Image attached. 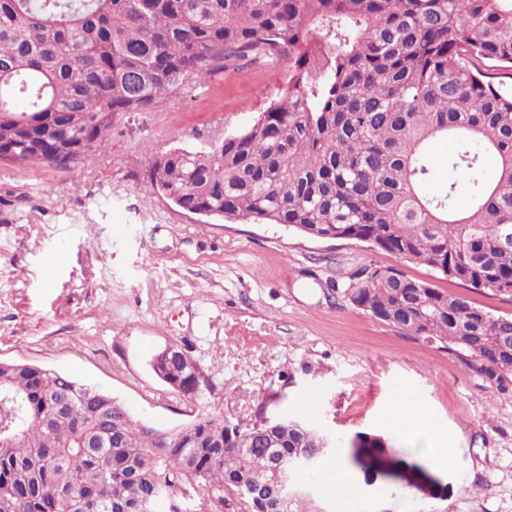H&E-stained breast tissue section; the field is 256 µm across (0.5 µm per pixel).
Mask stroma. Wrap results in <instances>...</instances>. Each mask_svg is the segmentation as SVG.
<instances>
[{
  "label": "stroma",
  "mask_w": 512,
  "mask_h": 512,
  "mask_svg": "<svg viewBox=\"0 0 512 512\" xmlns=\"http://www.w3.org/2000/svg\"><path fill=\"white\" fill-rule=\"evenodd\" d=\"M278 95L251 65L183 89L164 107L126 112L106 147L57 169L0 165V361L37 365L108 391L145 423L172 428L211 415L240 427L297 414L343 440L320 469L294 477L321 512L342 503L324 482L333 463L358 485L355 512H512V390L491 391L462 357L402 333L336 293L363 265L393 255L356 240H317L274 224L192 214L140 181L159 153L244 129ZM431 147L428 192L457 182ZM403 272L496 315L512 299ZM181 348L208 378L186 395L153 371ZM420 398L453 464L424 489L352 466L358 433L399 444L393 407Z\"/></svg>",
  "instance_id": "35a3bbf8"
}]
</instances>
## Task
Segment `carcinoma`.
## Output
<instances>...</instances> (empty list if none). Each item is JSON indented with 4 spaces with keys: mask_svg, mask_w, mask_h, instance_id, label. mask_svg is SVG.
Instances as JSON below:
<instances>
[{
    "mask_svg": "<svg viewBox=\"0 0 512 512\" xmlns=\"http://www.w3.org/2000/svg\"><path fill=\"white\" fill-rule=\"evenodd\" d=\"M288 61L280 99L244 130L173 147L141 190L225 221L367 242L399 262L512 298V92L474 61L512 68V0H0V162L66 169L106 147L114 119L190 85ZM472 186L425 185L430 145ZM496 159L492 176L483 158ZM351 304L512 384V316L363 266L336 284ZM153 369L189 395L208 384L163 350ZM298 416L250 428L203 416L173 429L105 391L36 365L0 363V512H312L311 498L241 495L274 463L327 456ZM417 447L387 460L418 476ZM182 490L179 500L171 498Z\"/></svg>",
    "mask_w": 512,
    "mask_h": 512,
    "instance_id": "obj_1",
    "label": "carcinoma"
}]
</instances>
